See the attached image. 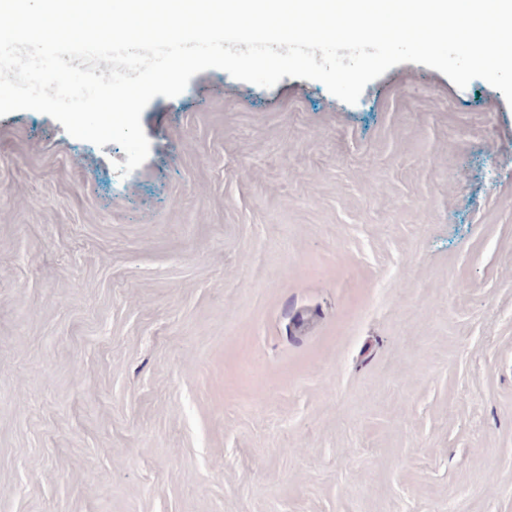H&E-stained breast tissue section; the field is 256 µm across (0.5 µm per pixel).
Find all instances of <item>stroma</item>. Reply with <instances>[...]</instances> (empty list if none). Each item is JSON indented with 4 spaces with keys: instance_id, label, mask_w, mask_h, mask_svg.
Wrapping results in <instances>:
<instances>
[{
    "instance_id": "1",
    "label": "stroma",
    "mask_w": 512,
    "mask_h": 512,
    "mask_svg": "<svg viewBox=\"0 0 512 512\" xmlns=\"http://www.w3.org/2000/svg\"><path fill=\"white\" fill-rule=\"evenodd\" d=\"M143 165L0 117V512H512V106L209 69Z\"/></svg>"
}]
</instances>
